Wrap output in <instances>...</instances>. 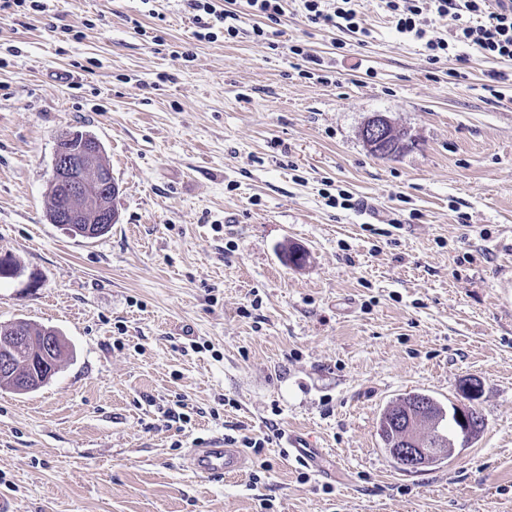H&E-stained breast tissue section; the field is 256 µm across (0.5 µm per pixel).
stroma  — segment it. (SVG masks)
I'll use <instances>...</instances> for the list:
<instances>
[{
  "label": "stroma",
  "mask_w": 512,
  "mask_h": 512,
  "mask_svg": "<svg viewBox=\"0 0 512 512\" xmlns=\"http://www.w3.org/2000/svg\"><path fill=\"white\" fill-rule=\"evenodd\" d=\"M233 8L239 36L213 42L186 0L0 14V255L20 264L0 323L70 348L36 391L0 389V495L14 512H512V61L430 63L385 0H359L366 38L286 0L265 45ZM295 45L327 76L305 77ZM376 113L408 150L366 148ZM68 131L102 143L120 187L95 239L46 215ZM341 190L358 208L328 204ZM471 377L480 438L399 469L383 408L459 402ZM292 428L336 477L287 458ZM245 436L269 443L243 474L186 470L196 443Z\"/></svg>",
  "instance_id": "stroma-1"
}]
</instances>
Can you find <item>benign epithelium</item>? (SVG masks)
I'll list each match as a JSON object with an SVG mask.
<instances>
[{"label": "benign epithelium", "mask_w": 512, "mask_h": 512, "mask_svg": "<svg viewBox=\"0 0 512 512\" xmlns=\"http://www.w3.org/2000/svg\"><path fill=\"white\" fill-rule=\"evenodd\" d=\"M362 138L371 153L391 158L408 147L402 135L388 118L376 114L368 119L362 129ZM80 148L76 151L59 145L53 159L50 189L63 198V206L51 210L52 223L69 232L76 224L84 225V234L95 237L101 225L117 222L113 199L119 192L112 170L104 160L101 143L92 135L79 134ZM63 337L54 329L46 328L40 336H30L15 324L0 334V378L18 384L21 392H30L42 386L56 371L55 355L63 350ZM38 353L40 364L33 377L19 376V366L24 356ZM481 383L476 378L466 380L461 387L463 401L454 405L455 413L463 416L455 437L466 440L474 433L471 405L479 396ZM432 427L426 415H411L403 425L401 447L395 453L400 468L416 471L428 465L433 456H453L459 448L424 447V434Z\"/></svg>", "instance_id": "obj_1"}]
</instances>
